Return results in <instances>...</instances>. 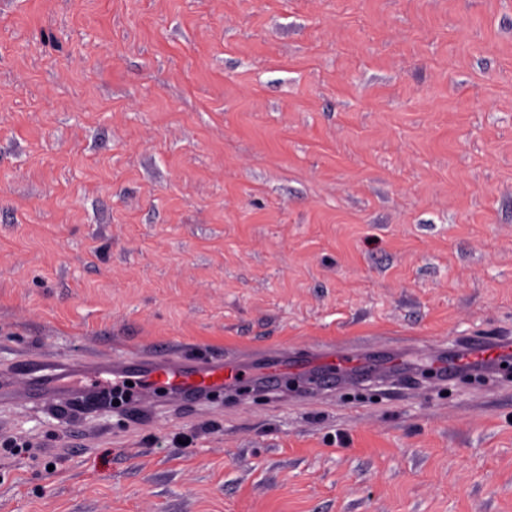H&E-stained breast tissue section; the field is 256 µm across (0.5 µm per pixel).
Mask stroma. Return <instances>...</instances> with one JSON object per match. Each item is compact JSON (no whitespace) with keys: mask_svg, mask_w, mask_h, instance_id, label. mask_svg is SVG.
Segmentation results:
<instances>
[{"mask_svg":"<svg viewBox=\"0 0 512 512\" xmlns=\"http://www.w3.org/2000/svg\"><path fill=\"white\" fill-rule=\"evenodd\" d=\"M509 338L512 0H0V512H512V372L417 374ZM317 347L370 380L21 375Z\"/></svg>","mask_w":512,"mask_h":512,"instance_id":"1","label":"stroma"}]
</instances>
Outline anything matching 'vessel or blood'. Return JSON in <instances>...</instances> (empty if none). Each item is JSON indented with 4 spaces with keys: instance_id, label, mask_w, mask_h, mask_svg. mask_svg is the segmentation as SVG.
Segmentation results:
<instances>
[{
    "instance_id": "vessel-or-blood-1",
    "label": "vessel or blood",
    "mask_w": 512,
    "mask_h": 512,
    "mask_svg": "<svg viewBox=\"0 0 512 512\" xmlns=\"http://www.w3.org/2000/svg\"><path fill=\"white\" fill-rule=\"evenodd\" d=\"M316 360L319 367L335 370L338 382L353 378L355 361L348 356L325 350ZM471 362L487 368L512 362V341L477 342L467 344L461 357L446 359L437 357L434 369L438 374H446L448 369L461 366L462 362ZM113 373L134 375L142 393L149 394L157 387H165L168 394L180 397L209 395L224 383L238 379L236 366L218 364H194L176 357L157 359L140 354L129 355L121 363L114 365Z\"/></svg>"
}]
</instances>
